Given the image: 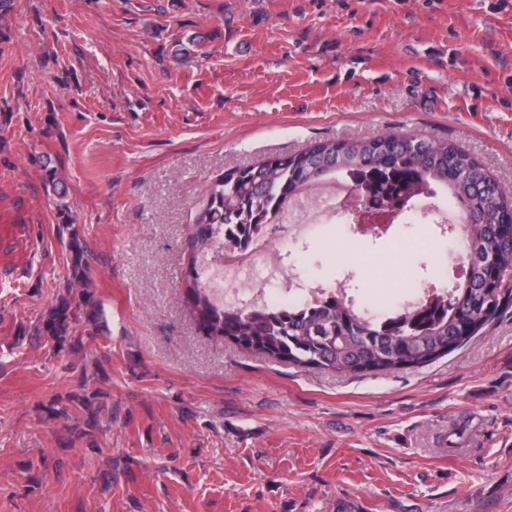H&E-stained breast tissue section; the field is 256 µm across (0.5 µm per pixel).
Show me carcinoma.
Wrapping results in <instances>:
<instances>
[{
    "instance_id": "cac0c4a2",
    "label": "carcinoma",
    "mask_w": 512,
    "mask_h": 512,
    "mask_svg": "<svg viewBox=\"0 0 512 512\" xmlns=\"http://www.w3.org/2000/svg\"><path fill=\"white\" fill-rule=\"evenodd\" d=\"M371 166L391 172V193L401 187L416 196L435 186L462 207L481 199L477 219L448 230L450 238L462 235L458 249L466 269L456 283L434 282L429 303L414 297L386 318L358 304L346 288L316 293L306 304L247 309L226 307L214 297L199 273V260L224 250H242L255 228L280 223L298 187L341 175L353 177L361 186ZM510 205L497 184L487 183L480 164L455 145L397 132L341 143L318 141L299 153L268 157L212 183L192 227L183 292L207 335L271 360L355 374L429 364L460 348L512 307V288H485L483 266L484 259L494 255L500 275L512 276V243L497 233L503 207ZM61 243L71 257L68 287L56 294L46 316L24 331L50 336L59 346L74 349L73 325L99 324L100 309L77 231L68 232Z\"/></svg>"
}]
</instances>
